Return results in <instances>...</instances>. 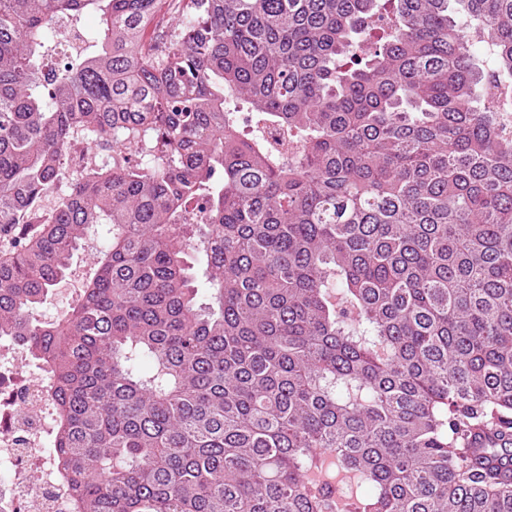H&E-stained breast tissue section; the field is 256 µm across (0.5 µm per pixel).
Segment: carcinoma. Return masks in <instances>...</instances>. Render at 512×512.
<instances>
[{
    "instance_id": "1",
    "label": "carcinoma",
    "mask_w": 512,
    "mask_h": 512,
    "mask_svg": "<svg viewBox=\"0 0 512 512\" xmlns=\"http://www.w3.org/2000/svg\"><path fill=\"white\" fill-rule=\"evenodd\" d=\"M162 2L0 0V339L72 512H512V0ZM93 272L87 252L75 255L71 272L55 288L52 298L39 309L45 320H55L67 314L72 304L79 298L85 282Z\"/></svg>"
}]
</instances>
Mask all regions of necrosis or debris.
<instances>
[{
	"label": "necrosis or debris",
	"mask_w": 512,
	"mask_h": 512,
	"mask_svg": "<svg viewBox=\"0 0 512 512\" xmlns=\"http://www.w3.org/2000/svg\"><path fill=\"white\" fill-rule=\"evenodd\" d=\"M49 374L21 348L0 345V512H69L51 452L56 416Z\"/></svg>",
	"instance_id": "obj_1"
}]
</instances>
